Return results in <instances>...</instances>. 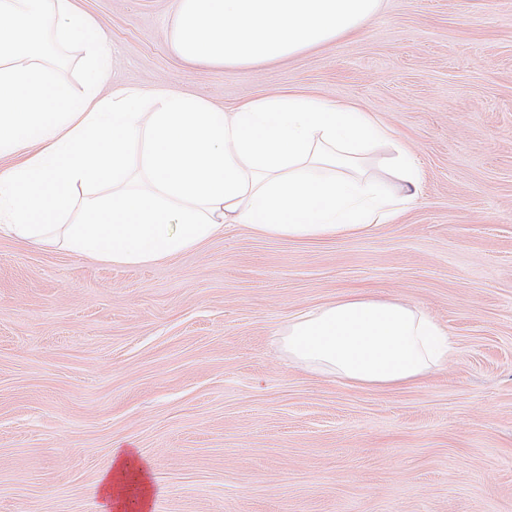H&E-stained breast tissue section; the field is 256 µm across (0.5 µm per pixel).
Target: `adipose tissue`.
Here are the masks:
<instances>
[{"label":"adipose tissue","instance_id":"obj_1","mask_svg":"<svg viewBox=\"0 0 512 512\" xmlns=\"http://www.w3.org/2000/svg\"><path fill=\"white\" fill-rule=\"evenodd\" d=\"M82 48L81 93L57 80L43 33ZM112 44L71 0H0V234L98 261L144 266L200 247L228 224L285 238L361 234L416 196L406 150L390 188L360 167L389 141L369 112L324 98H256L218 112L204 99L131 87L102 95ZM299 369L399 387L448 362L452 342L424 310L354 294L293 319L280 338ZM101 512H147L148 473L117 448Z\"/></svg>","mask_w":512,"mask_h":512}]
</instances>
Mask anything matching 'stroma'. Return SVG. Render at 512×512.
Returning a JSON list of instances; mask_svg holds the SVG:
<instances>
[{"mask_svg":"<svg viewBox=\"0 0 512 512\" xmlns=\"http://www.w3.org/2000/svg\"><path fill=\"white\" fill-rule=\"evenodd\" d=\"M112 43L107 87L216 111L304 93L375 113L416 198L371 232L241 224L147 266L0 234V512H100L115 445L152 512H512V0H382L359 30L251 67L169 48V0H73ZM349 293L401 299L454 344L412 385L295 368L290 320Z\"/></svg>","mask_w":512,"mask_h":512,"instance_id":"1","label":"stroma"}]
</instances>
